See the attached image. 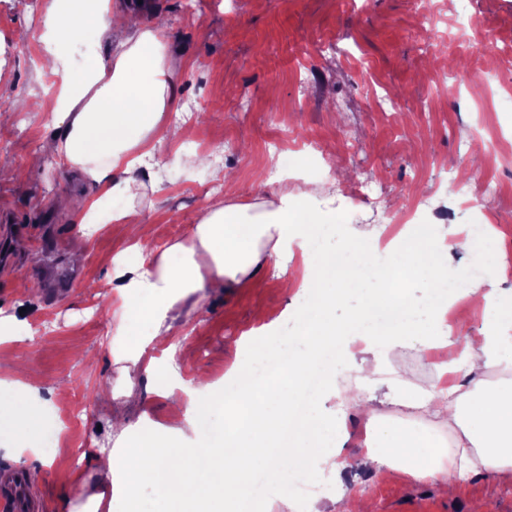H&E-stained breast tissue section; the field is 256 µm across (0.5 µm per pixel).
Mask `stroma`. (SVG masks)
<instances>
[{"label": "stroma", "mask_w": 512, "mask_h": 512, "mask_svg": "<svg viewBox=\"0 0 512 512\" xmlns=\"http://www.w3.org/2000/svg\"><path fill=\"white\" fill-rule=\"evenodd\" d=\"M45 0H0V91L24 98L28 111L0 126V215L7 213L27 229L13 239L11 261L0 260V313H24L40 332L24 341L0 342V375L21 359L28 383L40 399L31 411L55 429L48 460L38 465L33 449L0 448V467L41 466L34 484L35 512H55L66 482L76 473L74 459L96 444L114 447L110 425L124 418L154 441L166 439L170 401L152 389L136 368L118 357L129 347L119 331V305L110 298L113 257L128 242L119 224L83 227L82 213L62 204L96 192L67 165L45 158L31 166L53 132L40 102L50 74H38ZM137 10L143 23L163 29L172 58L170 81L179 90L174 113L189 112L188 140L159 144L145 160L143 177L154 190L135 204L121 194L111 210H134L152 237L173 243L197 221L200 201L213 175H229L224 195L232 203H253L259 190L288 192L321 215L322 248L343 255L337 225L378 238L381 222L401 218L415 195L430 196L438 223L456 238L474 225L478 212L463 208L448 191L449 179L488 180L494 195L482 202L499 220L495 239L478 240L470 252L448 250V286L460 290L448 337L461 351L484 326L481 306L463 291L473 285V267L498 288L512 290V164L486 165L474 152L473 133L499 138V154L512 153V101L503 98V77H512V0H472L481 31L440 26L432 29L413 10L412 0H112ZM485 34L495 49L474 61L467 42ZM284 109L281 123L268 119L271 104ZM315 135L324 152L338 155L337 172L348 182L374 176L382 182L378 199L342 198L326 185L321 162L310 159L304 136ZM359 139L362 150L342 154L343 135ZM300 165L303 185L266 179L270 160ZM54 236L65 245L59 259L73 270L65 296L50 295L43 283L47 253L36 241ZM505 257L503 268L486 265L489 250ZM304 295L283 289L274 271L260 288L205 291L180 300L172 322L173 350L190 345L193 358L181 363L183 375L207 373L216 393L235 357V344L256 329L263 311L282 343L296 334L292 309ZM355 448H342L349 467L346 492L362 497L369 512H470L483 502L485 512H512V476L456 473L458 491L439 492V479L410 480L408 491L374 473L353 467Z\"/></svg>", "instance_id": "1"}]
</instances>
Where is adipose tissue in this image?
<instances>
[{
	"label": "adipose tissue",
	"instance_id": "obj_1",
	"mask_svg": "<svg viewBox=\"0 0 512 512\" xmlns=\"http://www.w3.org/2000/svg\"><path fill=\"white\" fill-rule=\"evenodd\" d=\"M43 52L38 70L60 80L57 96L48 98L53 134L42 153L79 169L108 199L109 175L121 171L118 185L128 201L144 196L147 185L138 174L143 160L156 149L154 133L176 91L168 82V44L164 34L142 24L131 10H116L112 0H49L43 16ZM112 43L110 64L89 58L73 68L60 48L62 40ZM316 215L290 202L240 205L205 196L197 224L189 235L143 267L149 233L132 222L126 230L130 246L113 260L111 279L120 301L121 326L130 348L127 362L150 381L161 376L160 353L168 352L170 322L181 298L206 288L257 286L259 269L277 267L283 284H298L307 301L293 312L296 340L316 351L303 362L284 350L277 337L248 336L244 359L228 372L223 396L210 392L204 377L192 382L186 406H175V418L189 421L192 445L153 456L138 429L119 431L127 446L122 455L88 449L95 471L103 478H121L127 501H136L143 486H152L158 501L180 504L196 487L218 493V512H256L255 503L273 508L281 491L296 476L318 477L342 472L341 448H357L356 460L385 480L448 477L463 469L474 474L512 476V293L498 288L467 290L486 311V325L469 337L463 353L448 352L436 366L437 382L425 389L395 359L398 350L413 348L419 356L446 350L445 336H410L404 329L411 314L404 287L421 280L430 287L429 307L435 318L448 311V230L438 224L418 225L416 233L391 260H377L372 242L345 233L347 257L337 261L310 244L308 229ZM302 256V277L284 267L292 248ZM380 284V291L361 301L375 318L371 336H340L331 322L336 304L351 297L353 287ZM372 387L370 395L349 391L348 382ZM334 393L336 411L320 407V397ZM23 397L0 400V438L27 447L32 437L50 433L42 420L24 415ZM416 414L419 425L393 419L389 406ZM363 429L350 433L348 416ZM275 444L266 452L260 473L228 479L209 455V448L227 453L265 436Z\"/></svg>",
	"mask_w": 512,
	"mask_h": 512
}]
</instances>
